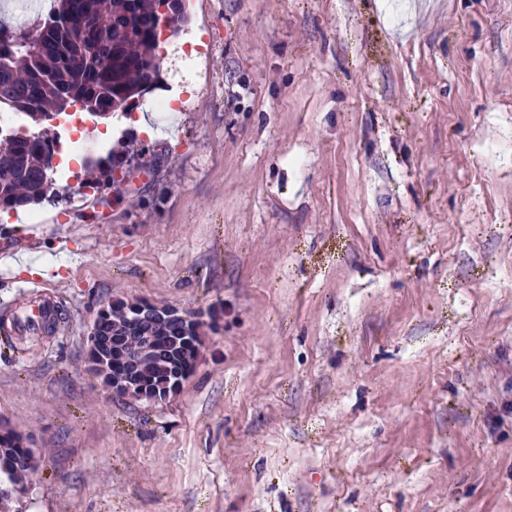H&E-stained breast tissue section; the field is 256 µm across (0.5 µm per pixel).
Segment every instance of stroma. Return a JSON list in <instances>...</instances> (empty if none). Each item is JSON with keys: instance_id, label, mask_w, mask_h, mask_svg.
<instances>
[{"instance_id": "1", "label": "stroma", "mask_w": 512, "mask_h": 512, "mask_svg": "<svg viewBox=\"0 0 512 512\" xmlns=\"http://www.w3.org/2000/svg\"><path fill=\"white\" fill-rule=\"evenodd\" d=\"M187 0L167 120H87L156 167L0 221V415L24 512H512V0ZM222 328L169 404L85 365L112 299ZM0 485L10 484L17 487H6L0 489V507L5 506L4 512H22V504L27 493L20 489H26L29 485V474L26 470L16 468L13 459L28 451L24 457L16 458V465H24L32 470L37 466V456L34 450V442L31 436L19 428L13 426L9 421L0 417ZM10 445L11 447H5ZM20 489H19V488ZM2 500V503H1Z\"/></svg>"}]
</instances>
